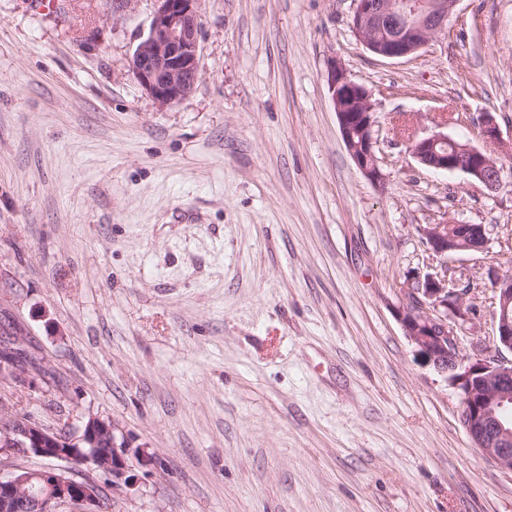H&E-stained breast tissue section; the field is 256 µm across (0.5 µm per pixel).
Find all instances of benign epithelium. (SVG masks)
Listing matches in <instances>:
<instances>
[{
	"mask_svg": "<svg viewBox=\"0 0 512 512\" xmlns=\"http://www.w3.org/2000/svg\"><path fill=\"white\" fill-rule=\"evenodd\" d=\"M157 9L147 33L136 45L130 67L140 86L162 108L189 96L199 76L200 22L197 0H155ZM352 30L364 47L381 59L408 58L440 32L459 0H354ZM325 80L331 94L342 139L364 176L380 191L385 178L376 155L374 112L371 94L353 82L344 66L333 60ZM480 138L496 142L500 132L490 114L481 120ZM415 159L439 172H461L490 192L504 188L503 169L496 155L469 142H460L438 131L410 138ZM459 236L448 237V219L420 226L425 244L437 257L460 250L483 252L489 238L482 224H460ZM496 294L493 321L494 354L471 358L462 355L458 331L474 319L466 305L464 282L448 287V274L416 277L400 289L398 317L405 335L434 369L459 390L463 400L461 421L471 445L497 468L512 473V275L489 277ZM33 368L10 360L0 362V379L18 378ZM111 453L101 469L112 477V488H130L137 479L131 460L152 462L140 447L132 446L114 421L81 415L75 432L47 427L35 420L15 425L8 407L0 406V455L36 454L74 464L98 458V449ZM40 485V492L30 488ZM78 512H100L97 490L80 485L69 471L48 468L26 474L0 472V512H50L61 506Z\"/></svg>",
	"mask_w": 512,
	"mask_h": 512,
	"instance_id": "1",
	"label": "benign epithelium"
}]
</instances>
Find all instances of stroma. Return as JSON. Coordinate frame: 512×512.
I'll return each mask as SVG.
<instances>
[{
    "mask_svg": "<svg viewBox=\"0 0 512 512\" xmlns=\"http://www.w3.org/2000/svg\"><path fill=\"white\" fill-rule=\"evenodd\" d=\"M199 79L162 108L130 57L154 0H0V340L43 357L14 412L118 423L155 456L107 512H512V473L472 448L460 396L397 318L419 273L468 274L491 349L489 268L512 272V190L421 166L397 128L512 151V0H459L418 54L371 55L353 0H198ZM372 95L378 190L324 79ZM485 225L435 256L419 227Z\"/></svg>",
    "mask_w": 512,
    "mask_h": 512,
    "instance_id": "stroma-1",
    "label": "stroma"
}]
</instances>
